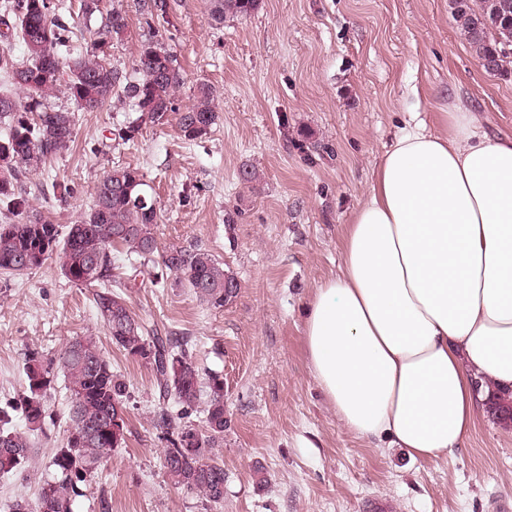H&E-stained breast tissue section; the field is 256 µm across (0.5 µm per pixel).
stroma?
Returning a JSON list of instances; mask_svg holds the SVG:
<instances>
[{
    "mask_svg": "<svg viewBox=\"0 0 512 512\" xmlns=\"http://www.w3.org/2000/svg\"><path fill=\"white\" fill-rule=\"evenodd\" d=\"M144 0H104L127 14L107 50L132 72L150 37ZM161 42L184 83L179 105L211 85L218 118L186 140L175 119L119 138L129 107L76 109L71 147L23 182L35 213L67 228L89 209L115 166L140 169L155 200L160 246L201 248L224 262L240 288L221 309L199 303L176 276L122 289L150 330L188 337L201 368L222 372L229 426L219 454L224 501L175 487L164 468L167 437L154 421L150 369L115 347L94 305L95 290L71 283L58 261L0 278V404L25 388L28 353L52 355L75 336H98L131 392L126 442L99 469L74 512H496L512 504V423L478 416L461 448L435 460L345 429L312 376L305 310L335 276L345 224L373 183L377 160L411 113L435 127L461 98L495 133L512 134V80L486 72L457 31L450 0H262L250 18L213 25L207 0H168ZM260 175L241 183L243 167ZM74 184L56 199L52 181ZM54 423L40 436L26 475L0 479V508L35 497L68 427L69 393L49 399Z\"/></svg>",
    "mask_w": 512,
    "mask_h": 512,
    "instance_id": "35a3bbf8",
    "label": "stroma"
}]
</instances>
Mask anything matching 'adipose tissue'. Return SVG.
I'll return each mask as SVG.
<instances>
[{
	"label": "adipose tissue",
	"mask_w": 512,
	"mask_h": 512,
	"mask_svg": "<svg viewBox=\"0 0 512 512\" xmlns=\"http://www.w3.org/2000/svg\"><path fill=\"white\" fill-rule=\"evenodd\" d=\"M440 121L381 156L304 322L338 422L423 460L460 448L481 383L512 392V135L459 103Z\"/></svg>",
	"instance_id": "1"
}]
</instances>
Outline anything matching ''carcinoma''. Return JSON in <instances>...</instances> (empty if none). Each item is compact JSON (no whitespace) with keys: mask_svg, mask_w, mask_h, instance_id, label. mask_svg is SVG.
Here are the masks:
<instances>
[{"mask_svg":"<svg viewBox=\"0 0 512 512\" xmlns=\"http://www.w3.org/2000/svg\"><path fill=\"white\" fill-rule=\"evenodd\" d=\"M262 0H208L213 21L250 17ZM454 22L487 72L512 77V0H451ZM81 19L62 10L60 0H0V37L18 41L25 55L0 51V120L8 131L0 142V275L13 276L41 266L56 257L64 275L78 286L100 284L96 293L97 313L118 349L151 370L157 393L156 425L169 435L165 469L177 486L200 494L206 501H224V463L216 448L224 442L228 418L224 412V376L202 372L180 336H152L126 305L112 292L114 257L120 245L130 265L155 263L152 281L158 284L173 273L208 308L220 309L235 295H224V281L233 278L224 263L201 249H159L154 233L157 208L143 189L139 168L110 170L94 188L89 211L68 232L30 211L22 190V178L43 168L74 142L75 113L53 110L44 100L64 89L78 108L100 109L121 92L135 118L121 136L135 137L147 124H159L175 115L184 138L206 136L215 124V94L200 83L193 103L179 109L175 93L183 75L173 52L158 43L141 47L133 75L127 77L108 66L104 43L122 37L126 14L117 8L107 14L105 24L89 51L82 50L79 26L101 12V0H80ZM26 73L23 81L16 75ZM26 388L11 409L0 407V478L26 472L36 442L52 419L48 400L58 378L69 392V425L61 445L50 461L51 475L42 481L34 500L18 499L9 512H73L101 464L125 443L126 426L114 437L100 427L117 410L125 409L127 384L112 370V363L92 335L76 336L54 356L29 353L24 362ZM204 401L203 425L191 421ZM178 410H169V402ZM490 410L512 413V396L493 393ZM22 413L25 428L13 423L12 412Z\"/></svg>","mask_w":512,"mask_h":512,"instance_id":"1","label":"carcinoma"}]
</instances>
